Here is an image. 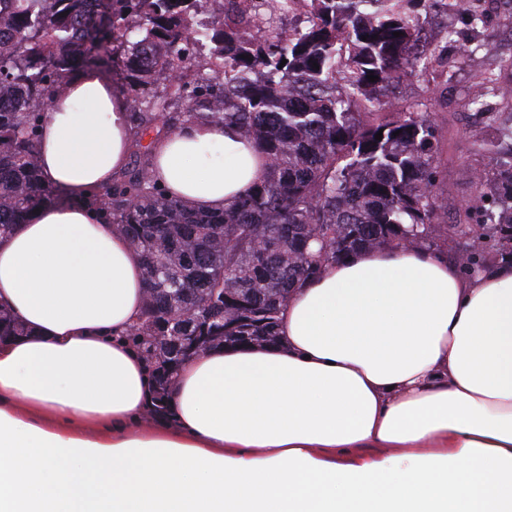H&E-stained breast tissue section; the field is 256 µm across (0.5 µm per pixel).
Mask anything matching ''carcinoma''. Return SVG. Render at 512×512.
I'll list each match as a JSON object with an SVG mask.
<instances>
[{"label": "carcinoma", "instance_id": "1", "mask_svg": "<svg viewBox=\"0 0 512 512\" xmlns=\"http://www.w3.org/2000/svg\"><path fill=\"white\" fill-rule=\"evenodd\" d=\"M9 2L14 11L0 23V239L68 198L39 169L44 105L74 69L112 56L116 43L125 52V91L142 105L131 113L133 161L84 201L142 261L146 300L131 336L153 368L151 415L170 414L169 383L191 356L276 342L281 306L327 264L448 233L445 218L459 205L434 191L435 125L421 112L383 114L390 85L442 59L421 43L422 0H304L309 26L293 31L276 24L282 0H224V18L199 22L201 0H98L95 11L88 0ZM161 72L183 111L146 99ZM476 86L472 104L499 90L492 72ZM191 120L235 126L268 160L220 212L186 206L154 178L144 138ZM484 127L499 135L481 137L482 232L459 259L469 271L512 258V148L502 145L512 128L497 112L484 113ZM22 335L0 307V340ZM160 336L186 337L180 360Z\"/></svg>", "mask_w": 512, "mask_h": 512}]
</instances>
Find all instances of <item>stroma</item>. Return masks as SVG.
Segmentation results:
<instances>
[{
  "instance_id": "stroma-1",
  "label": "stroma",
  "mask_w": 512,
  "mask_h": 512,
  "mask_svg": "<svg viewBox=\"0 0 512 512\" xmlns=\"http://www.w3.org/2000/svg\"><path fill=\"white\" fill-rule=\"evenodd\" d=\"M473 9L482 15V23L472 24L469 12ZM421 12L423 40L433 47H447L448 63L399 82L388 97L396 110L428 113L438 130L435 191L471 207L476 203L473 173L487 159L475 138L480 111L469 99L478 75L489 70L499 74L501 87L512 90V0H473L467 10L453 4L425 5ZM461 43L470 48L463 62L457 55Z\"/></svg>"
}]
</instances>
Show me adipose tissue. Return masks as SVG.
<instances>
[{"instance_id": "1", "label": "adipose tissue", "mask_w": 512, "mask_h": 512, "mask_svg": "<svg viewBox=\"0 0 512 512\" xmlns=\"http://www.w3.org/2000/svg\"><path fill=\"white\" fill-rule=\"evenodd\" d=\"M128 103L97 71L40 129L44 179L74 190L0 242V512H512V261L463 275L421 246L359 252L295 288L279 342L199 353L143 416L130 340L138 253L83 197L130 152ZM155 177L232 205L266 158L231 125L158 138Z\"/></svg>"}]
</instances>
